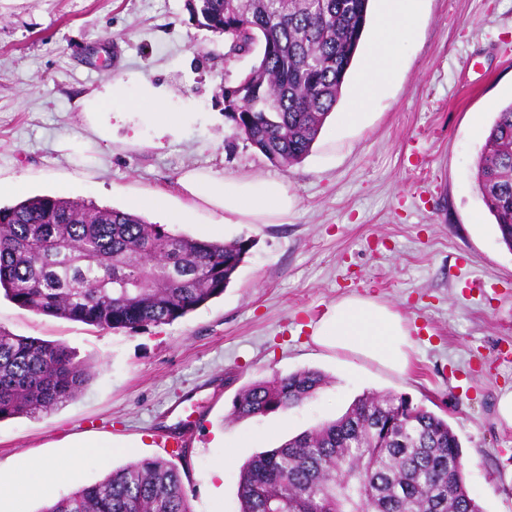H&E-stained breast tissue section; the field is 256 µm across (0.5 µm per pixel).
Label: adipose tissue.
I'll return each instance as SVG.
<instances>
[{"label":"adipose tissue","mask_w":512,"mask_h":512,"mask_svg":"<svg viewBox=\"0 0 512 512\" xmlns=\"http://www.w3.org/2000/svg\"><path fill=\"white\" fill-rule=\"evenodd\" d=\"M373 16V39L353 91L346 125H360L364 111L385 86L401 62L400 49L415 33L425 0H379ZM93 135L103 133L98 118L106 109L138 112L160 133L175 134L181 113L172 111L169 91L148 75L137 73L116 78L93 91L82 102ZM177 188L188 200L187 208L170 209L168 196L152 192L131 198L133 208L163 213L167 223L182 224L190 205L202 204L211 211L247 224H278L296 205L284 179L279 177H224L205 168L184 171ZM313 343L323 349L365 358L397 375L411 365L414 342L403 317L375 295L352 294L336 300L309 326ZM67 475L62 463L27 462L11 470L0 469V512H22L27 499L49 496L53 486Z\"/></svg>","instance_id":"adipose-tissue-1"}]
</instances>
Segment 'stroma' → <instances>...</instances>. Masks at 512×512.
<instances>
[{
	"label": "stroma",
	"mask_w": 512,
	"mask_h": 512,
	"mask_svg": "<svg viewBox=\"0 0 512 512\" xmlns=\"http://www.w3.org/2000/svg\"><path fill=\"white\" fill-rule=\"evenodd\" d=\"M225 51L185 0H0V179L26 178L31 197L120 210L129 196L167 191L182 207L176 180L199 167L283 178L297 200L279 224H222L218 240L243 235L255 247L222 295L170 324L102 330L0 296L1 328L64 343L95 366L70 401L0 421V467L72 461L60 499L165 456L157 438L178 427L192 512H239L250 457L339 417L363 393L393 392L447 419L484 512H512V426L496 411L512 386V250L475 183L483 132L512 102V0H426L366 124L345 130L329 118L287 167L225 120L224 86L256 61ZM134 72L172 90L180 132L158 137L125 112L83 153L59 150L87 131L81 100ZM365 292L412 328L405 376L311 340L326 307ZM302 369L327 385L290 409L232 418L243 386Z\"/></svg>",
	"instance_id": "stroma-1"
}]
</instances>
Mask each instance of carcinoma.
<instances>
[{"label": "carcinoma", "mask_w": 512, "mask_h": 512, "mask_svg": "<svg viewBox=\"0 0 512 512\" xmlns=\"http://www.w3.org/2000/svg\"><path fill=\"white\" fill-rule=\"evenodd\" d=\"M197 26L224 37L225 57L259 49L224 86V117L272 164L310 152L336 110L369 0H186ZM476 185L512 249V102L497 113ZM254 247L205 241L80 199L35 196L0 208V291L18 307L103 330L170 324L224 293ZM92 375L63 343L0 328V421L47 412ZM326 383L316 370L256 381L231 415L297 406ZM239 512H484L464 478L448 421L408 397L369 392L340 417L252 456ZM44 512H192L176 465L160 457L113 470Z\"/></svg>", "instance_id": "1"}]
</instances>
